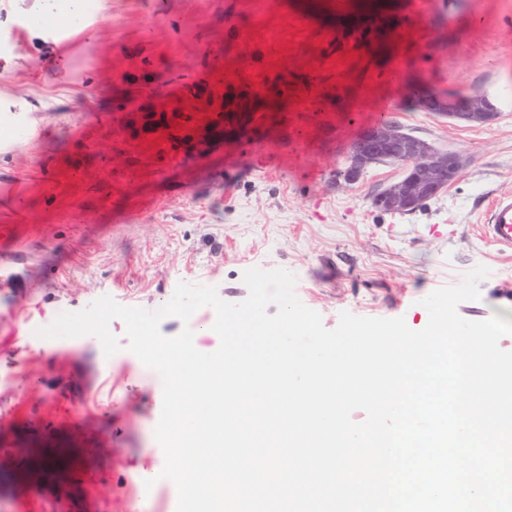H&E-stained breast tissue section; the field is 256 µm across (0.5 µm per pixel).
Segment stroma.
<instances>
[{"label": "stroma", "mask_w": 512, "mask_h": 512, "mask_svg": "<svg viewBox=\"0 0 512 512\" xmlns=\"http://www.w3.org/2000/svg\"><path fill=\"white\" fill-rule=\"evenodd\" d=\"M391 2L386 15L372 0H273L258 16L245 0H100L99 18L65 41L15 25L49 0H0V31L17 43L0 52V115L36 122L0 147V512H177L174 483L145 485L164 466L163 386L127 349L123 321L110 323L120 349L108 359L98 338L36 334L101 296L153 310L183 281L239 303L245 270L284 268L326 328L347 311L418 330L421 299L482 265L481 298L460 315L512 321V251L481 227L512 192V0ZM412 8L420 34L396 35ZM367 14L377 33L328 53ZM279 69L299 85L281 106L292 121L259 138L227 132L172 159L142 123L141 108L203 72L259 85ZM411 81L442 97L491 93L499 115L468 126L420 111ZM119 104L126 133L113 122ZM378 112L465 161L415 213L372 204L399 165L333 183Z\"/></svg>", "instance_id": "35a3bbf8"}]
</instances>
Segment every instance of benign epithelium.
Wrapping results in <instances>:
<instances>
[{
    "label": "benign epithelium",
    "mask_w": 512,
    "mask_h": 512,
    "mask_svg": "<svg viewBox=\"0 0 512 512\" xmlns=\"http://www.w3.org/2000/svg\"><path fill=\"white\" fill-rule=\"evenodd\" d=\"M414 106L424 112H437L470 124H486L496 119V101L486 94L463 100L444 101L422 98ZM403 167V176L373 198V205L394 214H411L452 185L464 161L456 153H441L425 141L394 126L376 125L364 129L349 150V165L336 178V185L357 182L371 165L387 158Z\"/></svg>",
    "instance_id": "7a95c632"
}]
</instances>
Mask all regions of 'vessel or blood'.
<instances>
[{"instance_id":"vessel-or-blood-1","label":"vessel or blood","mask_w":512,"mask_h":512,"mask_svg":"<svg viewBox=\"0 0 512 512\" xmlns=\"http://www.w3.org/2000/svg\"><path fill=\"white\" fill-rule=\"evenodd\" d=\"M267 90L277 98L288 100L296 94V84L287 72L271 74ZM203 105L206 121L184 120L181 133L171 130L172 112L152 110L147 115L151 128L165 133L172 157L200 154L210 144V132L217 127L235 128L243 135L268 127L272 116L253 111L254 86L245 80L223 81L208 72L200 76L190 89ZM485 236L500 248L512 250V192L497 196L483 216Z\"/></svg>"}]
</instances>
